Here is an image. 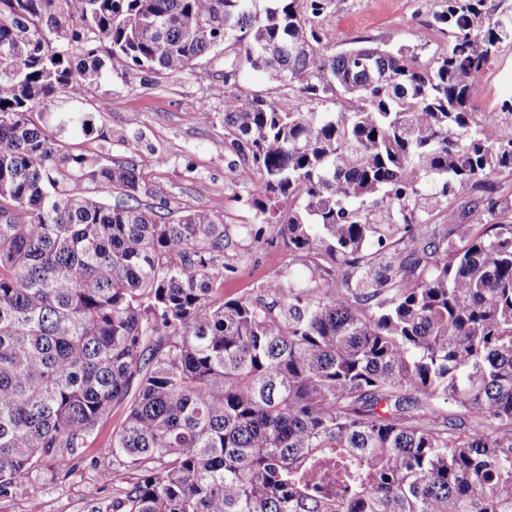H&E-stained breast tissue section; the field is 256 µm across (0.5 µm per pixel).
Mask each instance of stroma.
<instances>
[{"label": "stroma", "instance_id": "35a3bbf8", "mask_svg": "<svg viewBox=\"0 0 512 512\" xmlns=\"http://www.w3.org/2000/svg\"><path fill=\"white\" fill-rule=\"evenodd\" d=\"M324 7L313 17L317 29L327 33L328 53L347 48L359 37L394 47L405 46L428 60L448 44V34L435 23L442 0H322ZM207 79L187 71L175 76L148 71L132 72L129 79L118 76L122 65L109 62L98 84L90 86L77 108L92 116L95 132L89 136L66 134L76 148L102 153L118 161L134 162L147 185L161 186L174 214L211 210L221 204L220 215L228 238L224 258L238 271L224 285V294L235 297L276 275L301 276L302 263L289 255L286 247L262 248L240 232L252 223L247 206L252 193L250 182H231L233 160L225 148L224 54L216 51L204 58ZM242 88L260 94L268 102L293 111H307L308 99L287 83L266 74L243 68ZM512 97V46L504 45L482 78L476 105L483 110H499ZM110 99L112 109L98 112L97 104ZM214 113L211 122L196 118L200 104ZM164 157L156 165V157ZM42 512H85V495L97 483V472L87 464L77 465L68 476L42 471Z\"/></svg>", "mask_w": 512, "mask_h": 512}]
</instances>
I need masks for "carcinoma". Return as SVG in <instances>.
<instances>
[{"label": "carcinoma", "instance_id": "cac0c4a2", "mask_svg": "<svg viewBox=\"0 0 512 512\" xmlns=\"http://www.w3.org/2000/svg\"><path fill=\"white\" fill-rule=\"evenodd\" d=\"M321 10L0 0V499L23 487L38 512L32 475L101 466L87 444L122 406L99 480L126 487L87 512H512V133L475 104L512 28L445 0L427 64L363 38L327 55ZM221 46L242 228L308 270L233 298L220 212L174 216L134 163L63 145L88 115L31 119L107 59L205 79ZM243 66L314 107L241 88ZM330 89L352 103L318 111Z\"/></svg>", "mask_w": 512, "mask_h": 512}]
</instances>
